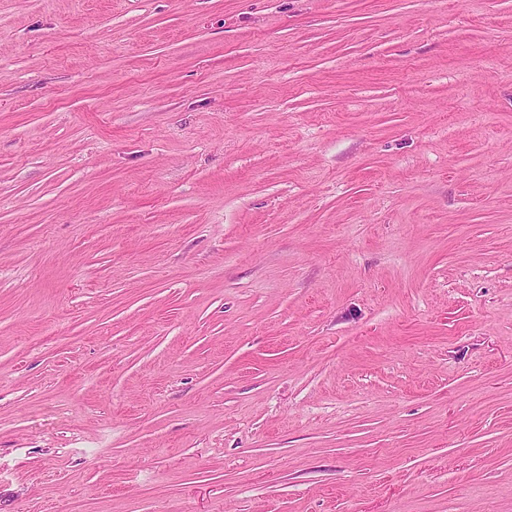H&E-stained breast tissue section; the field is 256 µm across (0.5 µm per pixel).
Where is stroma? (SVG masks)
<instances>
[{
	"instance_id": "obj_1",
	"label": "stroma",
	"mask_w": 512,
	"mask_h": 512,
	"mask_svg": "<svg viewBox=\"0 0 512 512\" xmlns=\"http://www.w3.org/2000/svg\"><path fill=\"white\" fill-rule=\"evenodd\" d=\"M0 512H512V0H0Z\"/></svg>"
}]
</instances>
